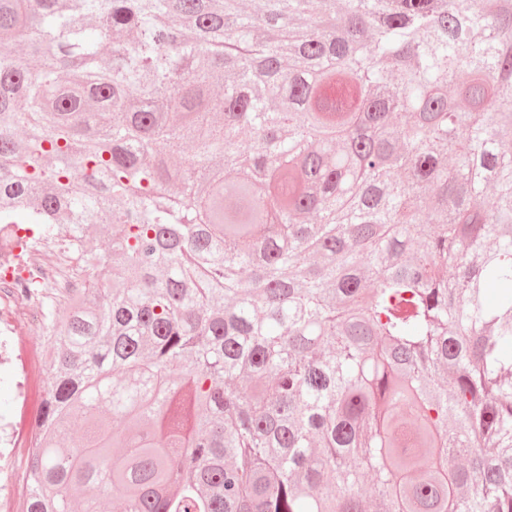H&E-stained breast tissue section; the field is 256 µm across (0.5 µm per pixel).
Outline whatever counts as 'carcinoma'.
<instances>
[{"label": "carcinoma", "instance_id": "1", "mask_svg": "<svg viewBox=\"0 0 512 512\" xmlns=\"http://www.w3.org/2000/svg\"><path fill=\"white\" fill-rule=\"evenodd\" d=\"M510 137L512 0H0L22 512H512ZM0 250V419L14 414L18 394L21 406L18 414L12 420H0V510L11 512L17 498L24 495L27 489L25 472L18 473L14 466V452L16 448H27L33 445L32 430H25L23 413L28 393L34 388L40 378L41 358L36 352L43 355V366L39 382L40 412H42L45 390L47 387V364L50 344L48 332L41 318L39 303L30 305L35 314L24 316L27 319H37L35 322L22 324L17 329L16 336L29 348L15 342L11 336L14 327V310L11 302L20 296L16 288H28V283L38 282L41 285L53 277L50 264L37 255H23ZM21 257V259H20ZM23 262L20 264V262ZM35 350L32 351L31 349ZM2 364L12 365L18 375L23 379L16 386L17 377L12 369ZM38 417V418H39ZM9 450L5 456L2 448ZM1 458L3 464H1Z\"/></svg>", "mask_w": 512, "mask_h": 512}]
</instances>
